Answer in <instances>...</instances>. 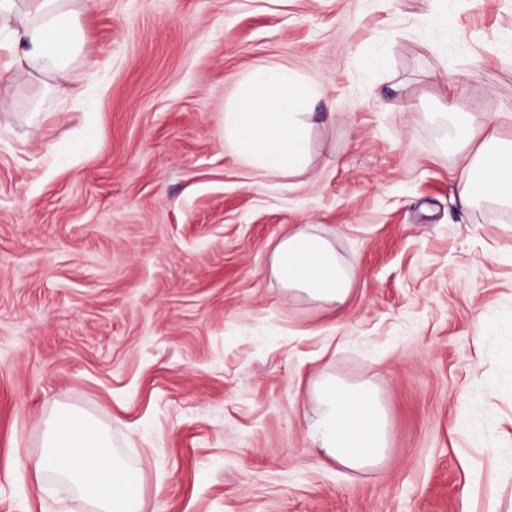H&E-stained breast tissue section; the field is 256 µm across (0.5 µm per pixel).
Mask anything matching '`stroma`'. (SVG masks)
<instances>
[{"label":"stroma","instance_id":"1","mask_svg":"<svg viewBox=\"0 0 512 512\" xmlns=\"http://www.w3.org/2000/svg\"><path fill=\"white\" fill-rule=\"evenodd\" d=\"M80 28L96 66L15 83L0 120V512H93L30 493L59 404L142 471L143 512H512V211L460 205L439 115L452 84L512 114V0H96ZM277 65L317 91L300 177L224 141ZM298 224L353 271L339 312L270 275ZM324 372L378 389L382 467L317 455Z\"/></svg>","mask_w":512,"mask_h":512}]
</instances>
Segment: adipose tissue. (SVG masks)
I'll use <instances>...</instances> for the list:
<instances>
[{"mask_svg":"<svg viewBox=\"0 0 512 512\" xmlns=\"http://www.w3.org/2000/svg\"><path fill=\"white\" fill-rule=\"evenodd\" d=\"M94 0H0V32L15 46L10 63L16 79L64 78L66 61L81 46L78 17ZM316 94L285 67H260L246 78L238 103L224 114V140L242 162L270 177H298L311 165L310 115ZM461 89L448 88L444 104L460 141L462 177L458 197L467 205L482 198L512 206V139L494 118H476L457 106ZM270 271L293 296L330 309L343 305L353 276L333 242L298 226L274 246ZM317 414L308 437L326 460L362 472L378 467L389 452L390 423L378 390L324 373L313 389ZM36 476L60 474L96 512H142L143 475L112 449L93 417L68 405L45 420L43 451L32 460Z\"/></svg>","mask_w":512,"mask_h":512,"instance_id":"ef3b65f1","label":"adipose tissue"}]
</instances>
